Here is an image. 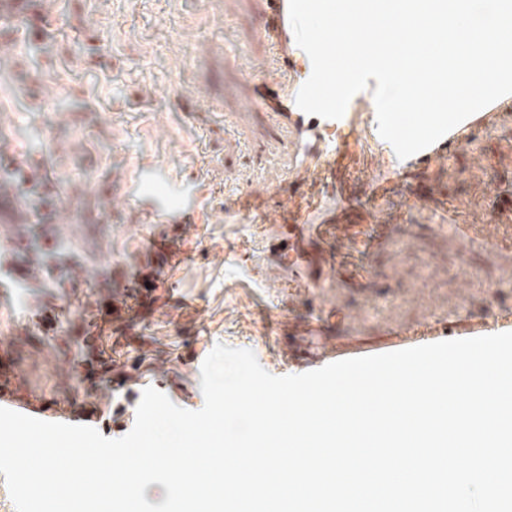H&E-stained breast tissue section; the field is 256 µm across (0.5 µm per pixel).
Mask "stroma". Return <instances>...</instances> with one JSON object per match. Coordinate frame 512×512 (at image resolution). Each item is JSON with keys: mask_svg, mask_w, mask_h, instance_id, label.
Here are the masks:
<instances>
[{"mask_svg": "<svg viewBox=\"0 0 512 512\" xmlns=\"http://www.w3.org/2000/svg\"><path fill=\"white\" fill-rule=\"evenodd\" d=\"M262 25L261 0L0 5V353L22 393L96 409L104 437L133 428L147 382L201 409L192 359L220 343L283 376L299 373L288 348L309 324L331 349L512 318V107L421 168L361 105L342 158L302 174L252 106L255 74L276 73ZM393 175L394 190L372 197ZM171 177L198 223H143L158 204L143 183ZM422 182L432 199L414 198ZM33 185L36 216L18 196ZM298 212L338 225L309 241V272L263 247ZM34 232L69 247L45 262L26 247ZM151 271L154 306L125 314ZM105 301L121 311L109 323ZM91 335L112 367L88 378Z\"/></svg>", "mask_w": 512, "mask_h": 512, "instance_id": "35a3bbf8", "label": "stroma"}]
</instances>
